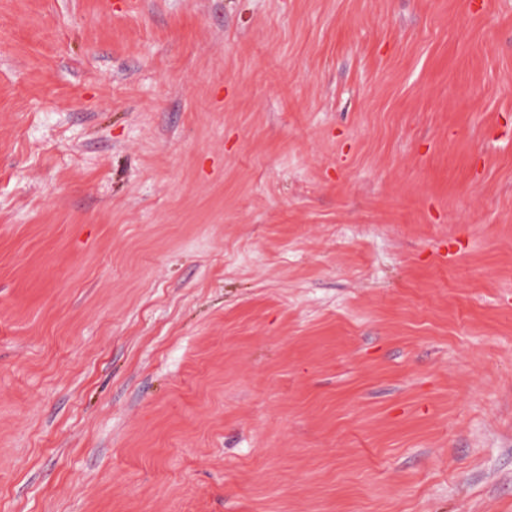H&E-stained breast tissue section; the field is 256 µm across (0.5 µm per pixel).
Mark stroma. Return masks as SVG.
<instances>
[{
	"instance_id": "obj_1",
	"label": "stroma",
	"mask_w": 512,
	"mask_h": 512,
	"mask_svg": "<svg viewBox=\"0 0 512 512\" xmlns=\"http://www.w3.org/2000/svg\"><path fill=\"white\" fill-rule=\"evenodd\" d=\"M0 512H512V0H0Z\"/></svg>"
}]
</instances>
